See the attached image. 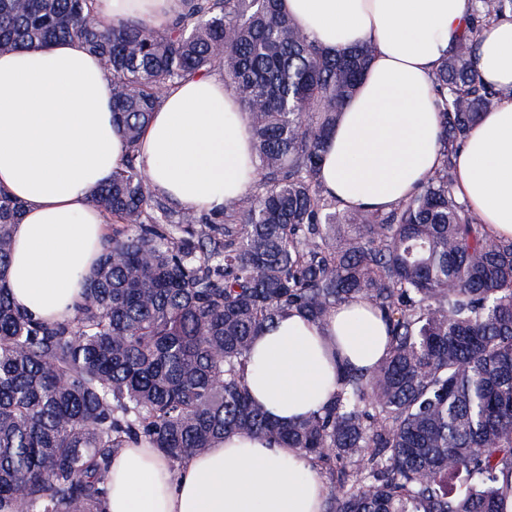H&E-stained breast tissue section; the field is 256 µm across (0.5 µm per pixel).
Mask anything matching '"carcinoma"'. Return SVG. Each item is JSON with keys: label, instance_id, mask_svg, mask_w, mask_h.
<instances>
[{"label": "carcinoma", "instance_id": "carcinoma-1", "mask_svg": "<svg viewBox=\"0 0 512 512\" xmlns=\"http://www.w3.org/2000/svg\"><path fill=\"white\" fill-rule=\"evenodd\" d=\"M512 0H470L433 76L440 163L384 212L337 210L321 154L372 47L327 51L280 0H183L164 32L95 16L94 0H0V52L78 39L112 81L127 149L90 204L109 219L74 316L29 318L7 268L23 205L0 189V512H105L112 457L139 440L179 463L237 432L309 454L325 512L512 508V239L455 189L458 152L500 93L478 43ZM218 71L253 129L258 179L220 210L158 194L136 146L164 93ZM362 298L387 355L282 426L250 398L252 340L290 309L316 324Z\"/></svg>", "mask_w": 512, "mask_h": 512}]
</instances>
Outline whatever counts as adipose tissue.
<instances>
[{
  "instance_id": "obj_1",
  "label": "adipose tissue",
  "mask_w": 512,
  "mask_h": 512,
  "mask_svg": "<svg viewBox=\"0 0 512 512\" xmlns=\"http://www.w3.org/2000/svg\"><path fill=\"white\" fill-rule=\"evenodd\" d=\"M323 48L362 43L372 58L322 154V187L341 207L386 211L439 164L431 75L469 13L468 0H281ZM182 0H96L100 18L148 21L166 30ZM476 68L502 93L468 135L456 189L496 235L512 237V20L489 27ZM252 127L222 79L172 86L145 127L138 163L157 192L184 208L218 210L255 180ZM112 83L77 39L0 53V188L24 205L13 227L10 296L32 319H68L106 231L90 194L121 166ZM387 327L363 300L334 309L324 327L291 310L253 340L248 388L273 421L318 411L350 368L385 353ZM328 487L299 449L243 433L179 466L132 446L112 460L107 512H323Z\"/></svg>"
}]
</instances>
